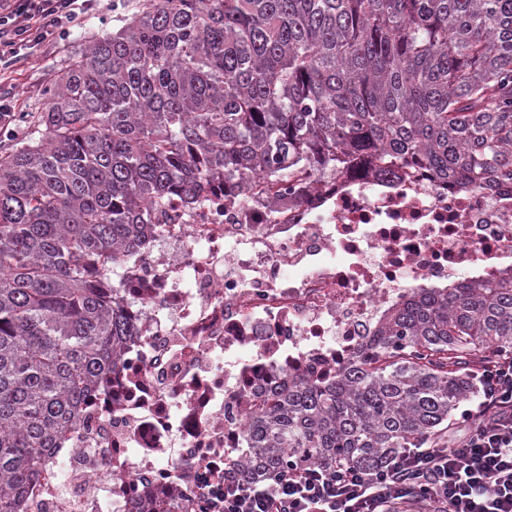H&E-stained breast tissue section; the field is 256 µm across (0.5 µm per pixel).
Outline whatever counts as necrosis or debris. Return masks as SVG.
Returning <instances> with one entry per match:
<instances>
[{
  "label": "necrosis or debris",
  "mask_w": 512,
  "mask_h": 512,
  "mask_svg": "<svg viewBox=\"0 0 512 512\" xmlns=\"http://www.w3.org/2000/svg\"><path fill=\"white\" fill-rule=\"evenodd\" d=\"M267 185L168 196L120 252L129 334L21 512H196L269 394L333 382L419 289L512 276V179L372 166L310 173L296 196Z\"/></svg>",
  "instance_id": "1"
}]
</instances>
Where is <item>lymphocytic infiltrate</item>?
<instances>
[{
	"label": "lymphocytic infiltrate",
	"mask_w": 512,
	"mask_h": 512,
	"mask_svg": "<svg viewBox=\"0 0 512 512\" xmlns=\"http://www.w3.org/2000/svg\"><path fill=\"white\" fill-rule=\"evenodd\" d=\"M93 0H0V80L30 56L55 47ZM477 398L446 441L402 449L388 464L363 471L289 462L268 483L232 471L204 482L200 512H392L398 503H430L437 512H512V352L475 371Z\"/></svg>",
	"instance_id": "obj_1"
}]
</instances>
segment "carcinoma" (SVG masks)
I'll list each match as a JSON object with an SVG mask.
<instances>
[{"label":"carcinoma","instance_id":"cac0c4a2","mask_svg":"<svg viewBox=\"0 0 512 512\" xmlns=\"http://www.w3.org/2000/svg\"><path fill=\"white\" fill-rule=\"evenodd\" d=\"M372 158L512 177V0H149L70 57L0 158V512L127 335L98 267L140 246L150 205ZM510 349L511 282L426 289L336 382L270 395L235 470H371L447 428L468 357Z\"/></svg>","mask_w":512,"mask_h":512}]
</instances>
